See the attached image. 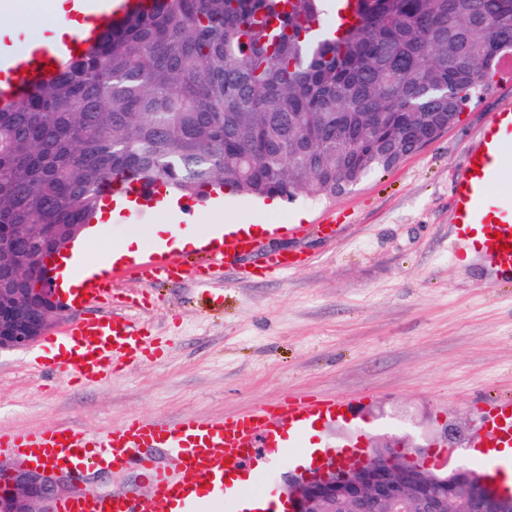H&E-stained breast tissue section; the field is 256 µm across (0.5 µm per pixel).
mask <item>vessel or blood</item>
Listing matches in <instances>:
<instances>
[{
  "label": "vessel or blood",
  "mask_w": 512,
  "mask_h": 512,
  "mask_svg": "<svg viewBox=\"0 0 512 512\" xmlns=\"http://www.w3.org/2000/svg\"><path fill=\"white\" fill-rule=\"evenodd\" d=\"M148 0H71L69 17L89 19V26L64 41H48L21 50L0 37V69L12 80L0 83V99L21 95L30 85L49 79L50 65H61L85 53L108 22L143 8ZM453 224L458 241L485 259L495 273L512 274V248H502L501 236H512V103L503 104L485 125L480 145L467 168L453 184ZM253 235L225 236L223 244L208 258L210 265L230 267L245 254L255 252ZM303 263L293 252L268 255L267 269L285 273ZM149 269L156 279H190L194 270L176 257L159 258L146 266H132V273ZM75 301L89 299L103 305L112 302V279L92 278L73 290ZM59 353L49 366L62 376L98 383L112 375L116 361L144 352L150 345L145 334L114 315L69 323L56 336ZM344 400L315 396L288 400L266 409L206 421L194 417L175 420L132 419L99 433L73 424L37 431H0V455H16L39 465H52L76 472L85 467L119 471L137 465L151 485V495H90L74 490L55 503V512H213L227 505L239 512L233 490L267 502L266 512H278L271 504L269 470L249 474L243 487L235 482L243 464L257 448L268 450L271 462L297 460L317 467L319 461L308 446V433L316 421L341 414ZM487 429L497 445L512 447V400L503 399L493 408ZM165 449L176 462L168 469L152 454Z\"/></svg>",
  "instance_id": "vessel-or-blood-1"
}]
</instances>
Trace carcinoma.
<instances>
[{
  "mask_svg": "<svg viewBox=\"0 0 512 512\" xmlns=\"http://www.w3.org/2000/svg\"><path fill=\"white\" fill-rule=\"evenodd\" d=\"M153 0L51 80L0 105V237L34 253L144 181L205 199L332 197L387 171L489 88L512 0Z\"/></svg>",
  "mask_w": 512,
  "mask_h": 512,
  "instance_id": "1",
  "label": "carcinoma"
}]
</instances>
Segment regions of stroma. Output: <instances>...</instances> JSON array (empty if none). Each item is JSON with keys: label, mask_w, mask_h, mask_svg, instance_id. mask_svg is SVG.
Here are the masks:
<instances>
[{"label": "stroma", "mask_w": 512, "mask_h": 512, "mask_svg": "<svg viewBox=\"0 0 512 512\" xmlns=\"http://www.w3.org/2000/svg\"><path fill=\"white\" fill-rule=\"evenodd\" d=\"M39 3L0 5V31L21 46L49 36L31 23ZM510 97L512 81L495 76L434 141L335 197L306 193L269 215L256 200L226 196L210 223L277 225L263 236L265 251H295L306 264L257 278L255 254L229 269L199 263L195 280L118 278L113 311L157 337L160 354L122 360L98 384L56 375L43 363L48 336L100 313L69 307L47 337L0 352V429L220 420L324 394L348 403L344 418L319 427L327 447L361 435L423 445L448 422L483 434L490 403L512 398V278L451 248V188L490 115ZM331 218L336 234L328 238L319 226ZM173 221L154 208L139 224L100 225L85 253L104 261L127 236L147 242L155 225ZM289 224L301 233L288 234ZM88 482L104 495L151 490L134 465Z\"/></svg>", "instance_id": "stroma-1"}]
</instances>
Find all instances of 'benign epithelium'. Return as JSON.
<instances>
[{
  "label": "benign epithelium",
  "instance_id": "obj_1",
  "mask_svg": "<svg viewBox=\"0 0 512 512\" xmlns=\"http://www.w3.org/2000/svg\"><path fill=\"white\" fill-rule=\"evenodd\" d=\"M21 285L13 267L0 261V351L29 347L66 309L51 276L36 302L24 297ZM432 468L442 471L444 465L430 462L428 451L412 456L400 442L386 440L349 466L328 458L311 472L286 473L283 497L288 512H334L338 503L349 505V512H448L453 488L430 473ZM1 474L0 512H53L54 501L79 481L72 471L21 463L0 464ZM462 512H512V494L478 480Z\"/></svg>",
  "mask_w": 512,
  "mask_h": 512
}]
</instances>
